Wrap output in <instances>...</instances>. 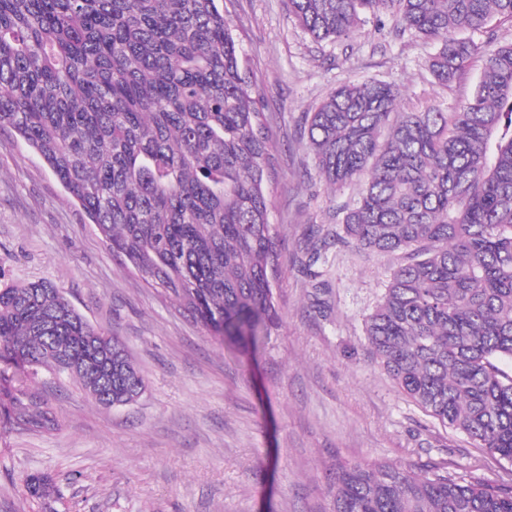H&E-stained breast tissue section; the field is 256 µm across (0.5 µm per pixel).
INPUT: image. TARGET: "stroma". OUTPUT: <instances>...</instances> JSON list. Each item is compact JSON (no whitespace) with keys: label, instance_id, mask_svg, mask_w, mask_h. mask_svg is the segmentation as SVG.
Masks as SVG:
<instances>
[{"label":"stroma","instance_id":"stroma-1","mask_svg":"<svg viewBox=\"0 0 512 512\" xmlns=\"http://www.w3.org/2000/svg\"><path fill=\"white\" fill-rule=\"evenodd\" d=\"M228 10L278 145L268 185L275 324L247 355L213 344L112 255L31 149L0 132V287L62 288L125 342L146 381L136 403L104 409L75 381L39 370L29 385L59 426L28 432L0 408V512H39L25 488L33 473L52 479L63 512H331L337 465L373 461L512 485V464L429 417L371 358L364 319L402 255L342 242L336 210L354 205L360 186L326 185L305 121L339 85L368 80L396 87L404 110H452L473 94L479 62L442 86L424 67L433 48L418 38L368 23L318 44L285 0H233Z\"/></svg>","mask_w":512,"mask_h":512}]
</instances>
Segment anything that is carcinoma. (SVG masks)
<instances>
[{
  "label": "carcinoma",
  "instance_id": "carcinoma-1",
  "mask_svg": "<svg viewBox=\"0 0 512 512\" xmlns=\"http://www.w3.org/2000/svg\"><path fill=\"white\" fill-rule=\"evenodd\" d=\"M316 42L391 20L434 44L447 86L482 76L454 110L400 111L382 82L348 83L307 113L324 181L362 183L342 241L403 263L365 319L372 359L416 405L512 463V0H287ZM485 35V44L461 38ZM22 139L102 241L209 332L248 354L276 318L278 231L266 183L276 145L224 0H0V130ZM0 400L13 425L57 419L24 383L40 369L96 404L145 379L125 343L47 281L0 288ZM26 485L58 512L51 479ZM332 512H512V486L437 465L336 467Z\"/></svg>",
  "mask_w": 512,
  "mask_h": 512
}]
</instances>
